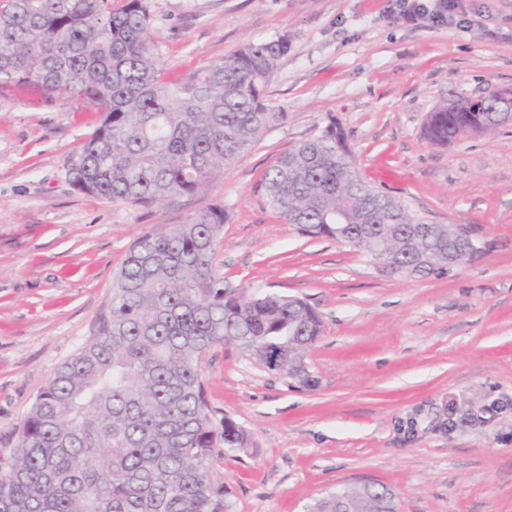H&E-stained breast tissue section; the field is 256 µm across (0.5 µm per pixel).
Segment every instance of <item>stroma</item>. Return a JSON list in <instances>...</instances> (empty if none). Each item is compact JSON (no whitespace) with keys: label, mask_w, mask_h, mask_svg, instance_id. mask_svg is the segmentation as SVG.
<instances>
[{"label":"stroma","mask_w":512,"mask_h":512,"mask_svg":"<svg viewBox=\"0 0 512 512\" xmlns=\"http://www.w3.org/2000/svg\"><path fill=\"white\" fill-rule=\"evenodd\" d=\"M392 2L147 0L172 78L252 40L291 41L267 89L286 120L207 192L160 211L70 184L68 160L99 122L92 105L0 87V453L93 337L128 248L220 204L218 273L249 296L300 298L324 322L312 387L234 349L207 355L212 409L252 440L214 467L232 512H302L364 482L391 487L397 512H512V124L448 148L423 136L443 100L512 89V0H455L446 24L398 21ZM331 116L366 179L428 222L470 227L477 252L408 276L285 224L256 186Z\"/></svg>","instance_id":"1"}]
</instances>
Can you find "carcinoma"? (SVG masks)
I'll return each mask as SVG.
<instances>
[{
    "instance_id": "1",
    "label": "carcinoma",
    "mask_w": 512,
    "mask_h": 512,
    "mask_svg": "<svg viewBox=\"0 0 512 512\" xmlns=\"http://www.w3.org/2000/svg\"><path fill=\"white\" fill-rule=\"evenodd\" d=\"M145 0H8L0 10V85L77 97L101 114L69 161L80 192L161 209L204 193L264 132L287 119L267 85L288 37L252 41L182 79H165L147 33ZM512 90L437 105L428 142L450 147L470 127L499 129ZM303 236L361 248L393 270L428 275L477 250L467 226L429 224L365 181L331 117L282 153L257 185ZM224 206L153 229L128 250L97 334L35 397L14 448L0 455V512H231L213 478L224 449L251 445L233 420L215 421L205 356L235 347L269 372L305 385L324 327L301 299L246 298L215 266ZM396 512L379 483L329 490L305 512Z\"/></svg>"
}]
</instances>
